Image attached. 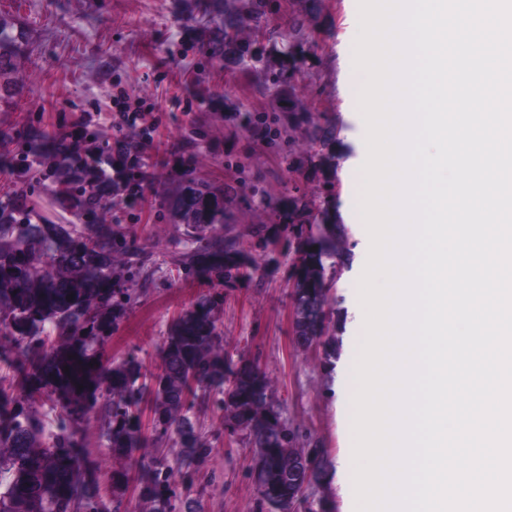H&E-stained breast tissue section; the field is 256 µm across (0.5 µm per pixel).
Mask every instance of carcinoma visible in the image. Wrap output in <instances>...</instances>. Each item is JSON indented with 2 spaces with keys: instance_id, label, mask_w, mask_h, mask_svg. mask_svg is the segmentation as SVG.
Wrapping results in <instances>:
<instances>
[{
  "instance_id": "carcinoma-1",
  "label": "carcinoma",
  "mask_w": 512,
  "mask_h": 512,
  "mask_svg": "<svg viewBox=\"0 0 512 512\" xmlns=\"http://www.w3.org/2000/svg\"><path fill=\"white\" fill-rule=\"evenodd\" d=\"M198 7L222 20L207 46L210 56L242 70L266 69L260 89L264 96L279 95L290 86L299 72L293 45L283 47L273 64L267 48L239 37L247 27L265 33L269 42L275 39L270 0H203ZM17 49L16 37L0 27V80L14 71ZM311 138L324 158H334L331 125H314ZM44 157L52 162L60 186L82 188L68 200L76 214L112 207L108 196L120 190L119 184L92 176L80 164L77 146L60 142ZM330 188L331 183H324L317 203L292 198L285 227L292 233L295 225H308L299 234L293 262L295 340L301 346L321 345L328 365L336 360V338L326 336V325L316 326L309 310L332 311L330 282L349 254ZM224 201L225 196L194 180L182 188L174 218L184 225L190 245L180 259L188 277L223 282L242 275L236 242L215 233L216 225L224 224ZM126 251L124 233L107 224H88L83 230L75 224H32L20 205L0 204V359L10 366L21 360L28 389L20 399L0 393V512H100V486L86 478L75 442V426L99 405L105 412L101 437L117 457L176 437L174 462L153 457L141 464L140 501L151 512H204L199 498L177 493L179 485H194L200 462L213 450L193 413L198 402L222 413L234 427H250L259 509L273 512L276 501L300 493L298 462L290 454L297 450L320 468L324 451L296 449V433L279 405L256 399L258 386L273 396L267 375L254 365L238 367L224 354L218 298L198 301L174 325L161 348L158 372L146 374L134 357L110 366L103 362L99 348L133 302L112 276ZM48 324L57 336L44 334ZM43 394L61 408L59 432L49 438L36 408V397Z\"/></svg>"
}]
</instances>
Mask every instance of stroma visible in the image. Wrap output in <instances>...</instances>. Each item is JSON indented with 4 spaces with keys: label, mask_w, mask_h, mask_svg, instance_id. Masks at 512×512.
Returning a JSON list of instances; mask_svg holds the SVG:
<instances>
[{
    "label": "stroma",
    "mask_w": 512,
    "mask_h": 512,
    "mask_svg": "<svg viewBox=\"0 0 512 512\" xmlns=\"http://www.w3.org/2000/svg\"><path fill=\"white\" fill-rule=\"evenodd\" d=\"M273 25L281 43H299L293 27L304 18L318 49L306 55L290 101L259 94L261 69L234 72L206 51L213 23L187 20L188 0H0V23L18 38L19 56L12 94L0 96V202L24 192L32 221L72 224L48 167L19 170L20 155L38 129L58 139L73 116L91 112L94 122L79 145L82 159L111 148L113 92L124 90L134 106L153 108L157 129L137 128L149 184L142 198L112 197L106 221L119 226L128 251L119 285L134 302L103 348L105 361L136 356L146 371H157L159 351L173 323L198 299L221 294L218 329L232 361L257 363L272 382L283 416L298 435V447L323 448L324 475L310 491L326 512H354L351 398L352 374L325 364L321 349L296 344L292 331L291 281L297 236L287 234L288 202L315 198L331 181L337 208L348 209L347 242L353 259L370 250V236L358 212L360 163L346 152L347 133L366 129L363 117L348 119L339 87L357 84L360 73L344 70L339 50L354 47L358 0H271ZM336 129L334 159L319 155L309 131L313 124ZM216 192L232 190L224 236L236 239L252 276L223 285L185 277L178 259L186 250L182 225L173 223L170 201L187 180ZM329 331L340 341L339 361L354 366L364 335L350 309L358 304L355 270L335 282ZM215 449L199 467L194 486L205 512H259L250 476L251 445L246 432L222 426L220 415L197 408ZM102 412L89 414L75 439L87 459L107 512H142L136 482L113 486L117 462L100 437ZM343 479H336V472Z\"/></svg>",
    "instance_id": "35a3bbf8"
}]
</instances>
